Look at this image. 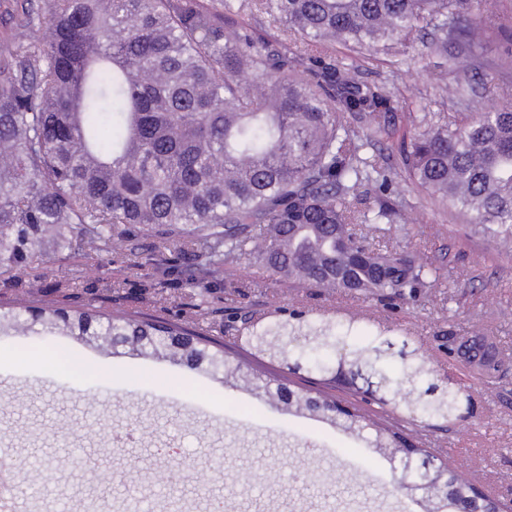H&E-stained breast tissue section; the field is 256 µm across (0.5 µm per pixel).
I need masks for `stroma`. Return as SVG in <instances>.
I'll use <instances>...</instances> for the list:
<instances>
[{
  "label": "stroma",
  "mask_w": 512,
  "mask_h": 512,
  "mask_svg": "<svg viewBox=\"0 0 512 512\" xmlns=\"http://www.w3.org/2000/svg\"><path fill=\"white\" fill-rule=\"evenodd\" d=\"M369 80H394L400 101L416 112H479L512 96L477 88L468 104L441 94L455 74L431 46L404 55H360ZM403 204L400 223L373 234L377 246L409 248L440 270L417 302L394 307L352 292L292 288L266 278L247 260L225 264L211 287L213 318L233 338L242 318L290 312L354 318L389 336L418 341L441 372L465 384L466 418L443 428L407 426L474 484L512 499V252L490 242L458 212L439 209L404 178L392 186ZM127 245L88 260L48 255V281L62 282L57 301L99 290L109 310L140 306L185 316L193 290L159 284L140 289L143 270ZM463 336H487L499 347L487 378L450 357ZM29 353L0 363V462L17 476L18 512H416V497L395 486L388 463L322 424L282 415L244 391L219 385L167 362L130 358L65 339L41 343L1 336L0 352ZM84 371L59 370L52 356Z\"/></svg>",
  "instance_id": "stroma-1"
}]
</instances>
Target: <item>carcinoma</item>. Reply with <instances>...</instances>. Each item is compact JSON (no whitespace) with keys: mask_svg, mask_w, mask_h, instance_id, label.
<instances>
[{"mask_svg":"<svg viewBox=\"0 0 512 512\" xmlns=\"http://www.w3.org/2000/svg\"><path fill=\"white\" fill-rule=\"evenodd\" d=\"M248 10L281 29L258 35ZM0 42V274L50 253H99L142 234L170 254L171 271L207 303L203 278L252 260L296 288L360 291L411 303L440 278L410 250L376 251L354 224H398L403 176L445 207L469 213L512 246V105L486 112H403L389 88L361 76L332 45L397 55L426 28L449 53L452 94L468 100L472 72L512 87V60L483 54V35L512 43V14L486 0H21ZM46 38L39 36L42 28ZM398 165L372 151L393 134ZM51 339L110 336L130 354L177 360L250 388L286 413L362 440L382 457L402 432L355 405L271 378L224 350L198 318L178 323L140 309L105 312L39 295L0 304V334ZM236 340L288 373L329 379L334 354L376 361L389 388L382 408L419 427L463 418L470 395L404 340L403 357L377 358L384 331L292 313L244 320ZM479 373L498 370L484 337L449 349ZM427 448L398 469L413 474ZM429 512H506L441 461Z\"/></svg>","mask_w":512,"mask_h":512,"instance_id":"1","label":"carcinoma"}]
</instances>
